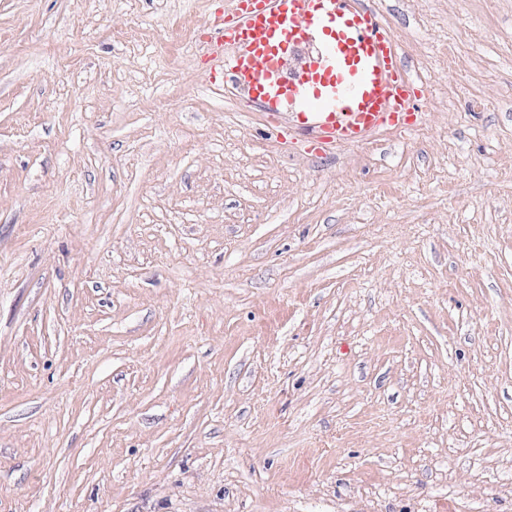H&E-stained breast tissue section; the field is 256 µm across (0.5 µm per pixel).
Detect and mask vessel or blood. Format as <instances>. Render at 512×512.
<instances>
[{
	"label": "vessel or blood",
	"instance_id": "1",
	"mask_svg": "<svg viewBox=\"0 0 512 512\" xmlns=\"http://www.w3.org/2000/svg\"><path fill=\"white\" fill-rule=\"evenodd\" d=\"M217 76L261 111L288 108L317 152L367 141L420 111V79L372 0H237L207 38ZM313 43L305 70L288 76L285 57Z\"/></svg>",
	"mask_w": 512,
	"mask_h": 512
}]
</instances>
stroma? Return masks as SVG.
<instances>
[{
    "mask_svg": "<svg viewBox=\"0 0 512 512\" xmlns=\"http://www.w3.org/2000/svg\"><path fill=\"white\" fill-rule=\"evenodd\" d=\"M373 2L422 114L324 155L233 0H0V512H512V0Z\"/></svg>",
    "mask_w": 512,
    "mask_h": 512,
    "instance_id": "obj_1",
    "label": "stroma"
}]
</instances>
